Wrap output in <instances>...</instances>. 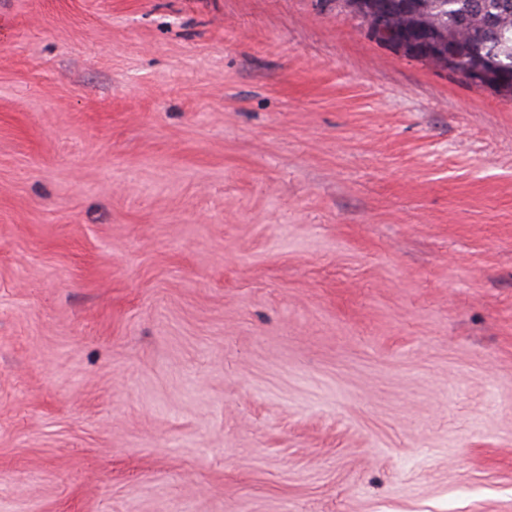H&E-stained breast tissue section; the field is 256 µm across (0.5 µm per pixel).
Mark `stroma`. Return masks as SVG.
<instances>
[{"label":"stroma","instance_id":"35a3bbf8","mask_svg":"<svg viewBox=\"0 0 512 512\" xmlns=\"http://www.w3.org/2000/svg\"><path fill=\"white\" fill-rule=\"evenodd\" d=\"M0 512H512V99L335 0H0Z\"/></svg>","mask_w":512,"mask_h":512}]
</instances>
